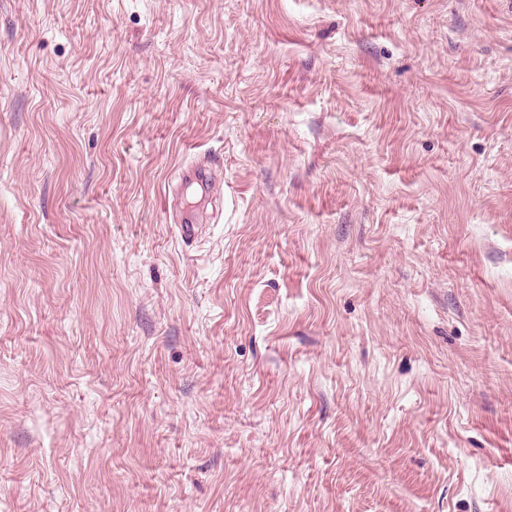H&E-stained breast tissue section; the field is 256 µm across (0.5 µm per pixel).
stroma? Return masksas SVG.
<instances>
[{
	"label": "stroma",
	"instance_id": "35a3bbf8",
	"mask_svg": "<svg viewBox=\"0 0 512 512\" xmlns=\"http://www.w3.org/2000/svg\"><path fill=\"white\" fill-rule=\"evenodd\" d=\"M0 512H512V0H0Z\"/></svg>",
	"mask_w": 512,
	"mask_h": 512
}]
</instances>
